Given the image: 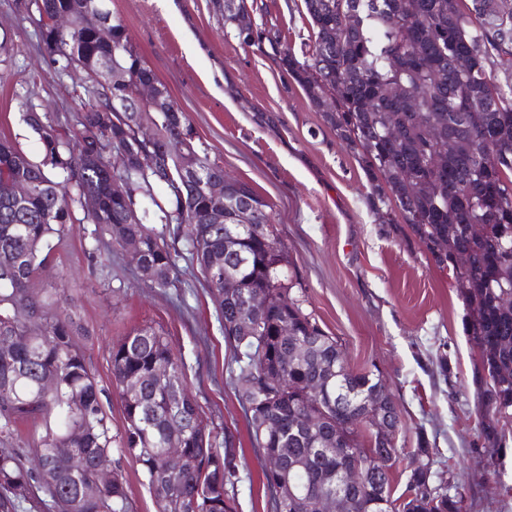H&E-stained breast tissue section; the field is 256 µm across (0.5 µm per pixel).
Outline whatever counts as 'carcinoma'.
<instances>
[{
  "mask_svg": "<svg viewBox=\"0 0 512 512\" xmlns=\"http://www.w3.org/2000/svg\"><path fill=\"white\" fill-rule=\"evenodd\" d=\"M109 0H34L37 23L59 69L82 73L76 96L88 109L78 128L62 132L48 115L25 121L39 135L43 160L36 163L7 136L0 135V336L11 339L0 349V434L9 437L21 422L41 424L36 440V465L26 466L15 450H0V512H17L26 502L53 512H134L120 460L113 461L112 485L94 499L82 486L93 481L95 455L120 448L140 466L160 503V512H232L229 491L238 482L234 460L220 451L218 434L207 428L199 406L187 389V376L161 331L138 329L112 346V380L122 386L140 383L133 396L122 395L123 430L112 434L102 405V389L84 351L75 340L71 316L59 313L60 292L42 295L39 271L52 257L72 224H93L98 232L88 249L105 266L112 250L129 237L141 250L130 257L150 288H169L178 281L176 249L169 238L185 234L190 259L205 278L234 351L230 378L237 388L253 447L262 454L280 453L297 467L285 478L316 492L336 485V471L354 448H378L361 460L364 484L354 490L353 512H462L463 495L431 485L423 473L411 472L403 502L393 499L391 471L402 449L395 440H378L374 422L362 400L385 387L372 369L350 371L358 392L336 404V371L345 363L342 345L327 334L303 308L293 289L285 247L273 224L272 207L247 182L228 190L245 196L257 214L252 224H212L210 214L224 209V200L205 196L201 179L224 178V166L195 144L196 133L183 112H114L112 90L102 83L98 64L117 59L130 79H156L133 46L123 23L112 19V43L100 42L89 26L56 31L44 18L70 13L80 19L98 10L110 12ZM338 0H303L312 30V45L302 56L275 32L257 48L272 55L286 77L304 92L313 107L324 95L336 94V106L322 113L325 123L344 142L363 170L372 210L385 224H405L434 264L452 272L466 303L469 336L479 349L476 379L479 410L485 416L512 418V307L501 297L512 295V154L504 156L498 142L512 138V0H501L498 23L487 28L471 9L478 0H347L358 15L354 28L343 27L333 9ZM417 44V58L405 68L395 59ZM470 46V68L485 73L494 94L471 100L472 77L453 70L458 45ZM504 72L505 82L491 79ZM421 92L420 111L402 112L396 97ZM158 126V139L140 145L135 126L140 118ZM474 131L472 155L450 156L440 171L426 158L448 132ZM178 142L183 152L169 150ZM164 158L163 168L144 171L137 155ZM192 159L198 180L181 181L183 164ZM131 181L130 204L140 223L125 224L124 206L106 192L113 177ZM17 182L31 185L20 201L5 203ZM415 187L405 193L403 183ZM101 197L97 212L84 211V198ZM160 221L161 228L149 224ZM238 251L224 248L227 236ZM460 253L465 266L455 264ZM235 269L236 283L224 284V267ZM258 291L264 308L257 334L235 333L245 318L235 296ZM165 361L170 377H154V365ZM276 371L280 384L266 379ZM58 377L56 391L42 389L41 379ZM181 404L169 405L172 389ZM314 398L305 401L307 392ZM84 399V409L71 406ZM311 408L321 418L316 431L294 425L295 414ZM185 448L182 469L167 472L162 448L172 440ZM82 454L87 464L81 477L67 468L69 457ZM387 488L384 503L369 492L374 484ZM263 489L270 512H306L305 507L278 495L275 478L264 474ZM47 498L42 499L38 491Z\"/></svg>",
  "mask_w": 512,
  "mask_h": 512,
  "instance_id": "1",
  "label": "carcinoma"
}]
</instances>
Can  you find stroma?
Segmentation results:
<instances>
[{
  "instance_id": "1",
  "label": "stroma",
  "mask_w": 512,
  "mask_h": 512,
  "mask_svg": "<svg viewBox=\"0 0 512 512\" xmlns=\"http://www.w3.org/2000/svg\"><path fill=\"white\" fill-rule=\"evenodd\" d=\"M246 6L255 28L276 30L295 51L307 50L303 0ZM109 7L211 157L272 203L304 308L340 339L352 368L379 369L401 419L396 441L404 455L392 471L394 494L404 491L424 448L433 484L460 489L463 512H512V423L504 425L500 447H489L475 384L479 353L451 273L434 265L406 225L380 223L354 154L273 56L226 33L217 0H111ZM32 9L31 0H0V42L10 49L0 62V133L38 162L41 143L23 119L22 97L31 95L59 128H74L80 75L58 71L28 18ZM94 235L93 225H74L40 280L65 293L61 309L80 326L77 341L112 431L124 424L112 346L139 328L162 330L185 364L205 422L229 440L225 452L240 476L234 512H268L264 457L250 442L227 372L233 350L185 239L175 241L180 281L161 290L143 283L124 250L92 267L86 250Z\"/></svg>"
}]
</instances>
